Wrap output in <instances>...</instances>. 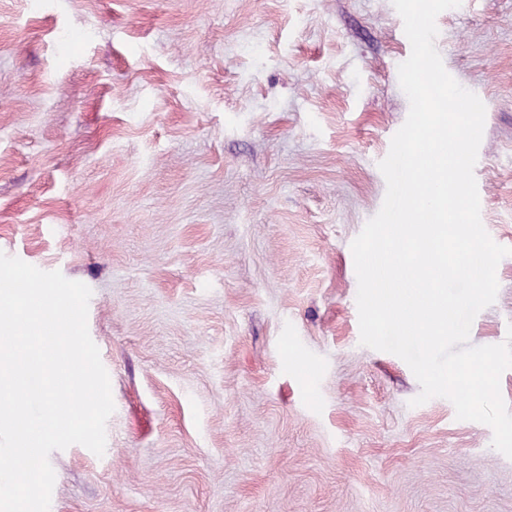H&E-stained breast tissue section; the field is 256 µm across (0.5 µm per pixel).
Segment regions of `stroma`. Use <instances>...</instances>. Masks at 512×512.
Instances as JSON below:
<instances>
[{
    "instance_id": "1",
    "label": "stroma",
    "mask_w": 512,
    "mask_h": 512,
    "mask_svg": "<svg viewBox=\"0 0 512 512\" xmlns=\"http://www.w3.org/2000/svg\"><path fill=\"white\" fill-rule=\"evenodd\" d=\"M512 248V0L436 19ZM411 54L392 0H0V252L89 286L115 411L49 512H512V459L360 343ZM469 342L512 325V255Z\"/></svg>"
}]
</instances>
